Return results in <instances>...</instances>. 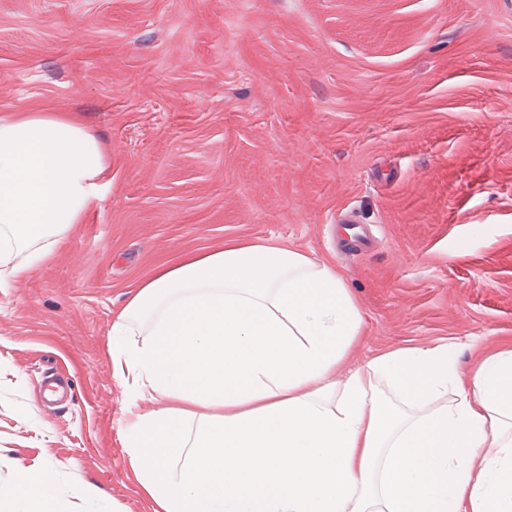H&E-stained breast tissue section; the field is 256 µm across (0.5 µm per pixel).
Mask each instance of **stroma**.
I'll list each match as a JSON object with an SVG mask.
<instances>
[{
	"mask_svg": "<svg viewBox=\"0 0 512 512\" xmlns=\"http://www.w3.org/2000/svg\"><path fill=\"white\" fill-rule=\"evenodd\" d=\"M64 112L111 183L0 286V483L154 512L124 448L112 320L154 269L232 237L336 265L344 368L512 341V0H0V114ZM370 248L337 249L339 215ZM99 497L74 499L80 484Z\"/></svg>",
	"mask_w": 512,
	"mask_h": 512,
	"instance_id": "1",
	"label": "stroma"
}]
</instances>
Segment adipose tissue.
<instances>
[{"instance_id":"obj_1","label":"adipose tissue","mask_w":512,"mask_h":512,"mask_svg":"<svg viewBox=\"0 0 512 512\" xmlns=\"http://www.w3.org/2000/svg\"><path fill=\"white\" fill-rule=\"evenodd\" d=\"M108 167L73 117L0 115V285L50 257ZM135 323L147 339L132 346ZM111 333L129 406L181 403L124 435L157 512H512V345L480 350L467 382L441 345L378 354L335 384L361 313L335 265L278 239L158 266ZM15 504L66 512L50 475L25 467L0 485V512Z\"/></svg>"}]
</instances>
